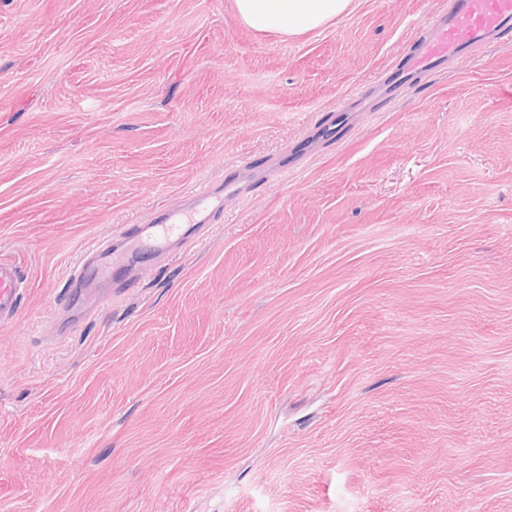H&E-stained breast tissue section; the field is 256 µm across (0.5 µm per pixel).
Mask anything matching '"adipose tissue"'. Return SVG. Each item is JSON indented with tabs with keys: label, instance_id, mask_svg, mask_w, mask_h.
Listing matches in <instances>:
<instances>
[{
	"label": "adipose tissue",
	"instance_id": "1",
	"mask_svg": "<svg viewBox=\"0 0 512 512\" xmlns=\"http://www.w3.org/2000/svg\"><path fill=\"white\" fill-rule=\"evenodd\" d=\"M354 7L355 0H234L243 24L285 39L324 29Z\"/></svg>",
	"mask_w": 512,
	"mask_h": 512
}]
</instances>
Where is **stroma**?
<instances>
[{
	"label": "stroma",
	"mask_w": 512,
	"mask_h": 512,
	"mask_svg": "<svg viewBox=\"0 0 512 512\" xmlns=\"http://www.w3.org/2000/svg\"><path fill=\"white\" fill-rule=\"evenodd\" d=\"M445 2L284 40L232 0H0V512H512V43L314 139ZM228 177L196 243L68 298ZM20 281L17 266L0 262V325L13 322L18 314Z\"/></svg>",
	"instance_id": "35a3bbf8"
}]
</instances>
